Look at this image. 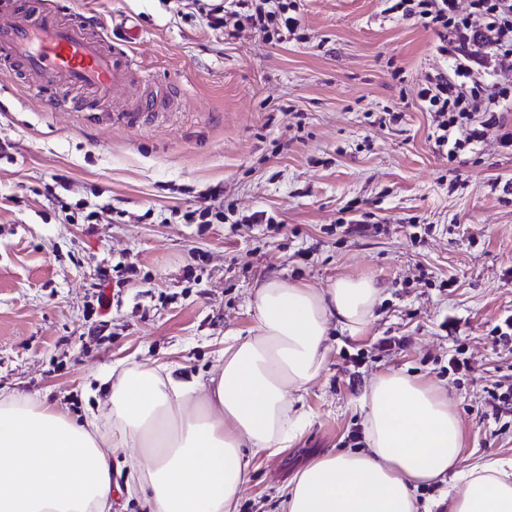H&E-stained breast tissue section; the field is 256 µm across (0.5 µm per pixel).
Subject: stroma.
Instances as JSON below:
<instances>
[{
    "label": "stroma",
    "instance_id": "obj_1",
    "mask_svg": "<svg viewBox=\"0 0 512 512\" xmlns=\"http://www.w3.org/2000/svg\"><path fill=\"white\" fill-rule=\"evenodd\" d=\"M291 2L302 27L279 43L224 37L186 18V0H70L109 20L115 42L138 27L137 59L180 87L177 111L147 127L90 124L0 76L1 392L81 417L126 361L209 377L225 337L254 328L250 292L265 279L381 284L361 331L331 330L303 399L309 425L253 460L237 512H276V488L303 465L354 449L361 396L391 369L447 389L462 467L512 459V417L489 397L512 376V335L496 330L512 315V195L495 187L512 180V152L490 141L451 162L435 150L416 97L446 65L433 29L389 17L383 0ZM218 184L224 222L174 218ZM64 201L123 216L71 224ZM256 211L272 223L243 224ZM359 220L372 231L346 233ZM385 338L397 346L377 350ZM452 357L467 370H449Z\"/></svg>",
    "mask_w": 512,
    "mask_h": 512
}]
</instances>
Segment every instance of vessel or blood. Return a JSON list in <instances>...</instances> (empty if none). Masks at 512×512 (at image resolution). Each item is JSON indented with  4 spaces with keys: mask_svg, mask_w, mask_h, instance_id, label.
Here are the masks:
<instances>
[{
    "mask_svg": "<svg viewBox=\"0 0 512 512\" xmlns=\"http://www.w3.org/2000/svg\"><path fill=\"white\" fill-rule=\"evenodd\" d=\"M0 66L20 76L25 89L48 98L55 110L107 120L103 106L133 83L156 88L126 113L129 126L169 111L179 90L140 69L125 45L110 41L96 16L77 15L62 0H0Z\"/></svg>",
    "mask_w": 512,
    "mask_h": 512,
    "instance_id": "b4317fda",
    "label": "vessel or blood"
}]
</instances>
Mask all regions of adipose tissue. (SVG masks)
I'll return each instance as SVG.
<instances>
[{"label":"adipose tissue","instance_id":"adipose-tissue-1","mask_svg":"<svg viewBox=\"0 0 512 512\" xmlns=\"http://www.w3.org/2000/svg\"><path fill=\"white\" fill-rule=\"evenodd\" d=\"M369 277L315 289L273 277L253 292L256 325L224 341L205 380L161 365L113 369L106 415L0 394V512H110L112 458L126 454L148 512H237L250 460L292 444L308 423L298 393L324 368L331 326L355 333L380 298ZM366 446L326 453L277 491L281 512H420L419 485L454 475L446 512H512V463L460 469L462 431L448 392L400 370L361 397Z\"/></svg>","mask_w":512,"mask_h":512}]
</instances>
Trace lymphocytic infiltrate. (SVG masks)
Instances as JSON below:
<instances>
[{
	"label": "lymphocytic infiltrate",
	"mask_w": 512,
	"mask_h": 512,
	"mask_svg": "<svg viewBox=\"0 0 512 512\" xmlns=\"http://www.w3.org/2000/svg\"><path fill=\"white\" fill-rule=\"evenodd\" d=\"M205 17L211 30L235 37L245 29L274 32L287 39L301 26L284 0H257L249 11L226 9L222 0H188ZM388 13L433 28L437 52L445 69L427 74L417 92L423 109L436 122L433 134L438 151L456 160L465 147L495 138L512 150V130L503 114L512 110V88L502 83L497 68L512 58V0H473L460 13L457 0H393Z\"/></svg>",
	"instance_id": "1"
}]
</instances>
